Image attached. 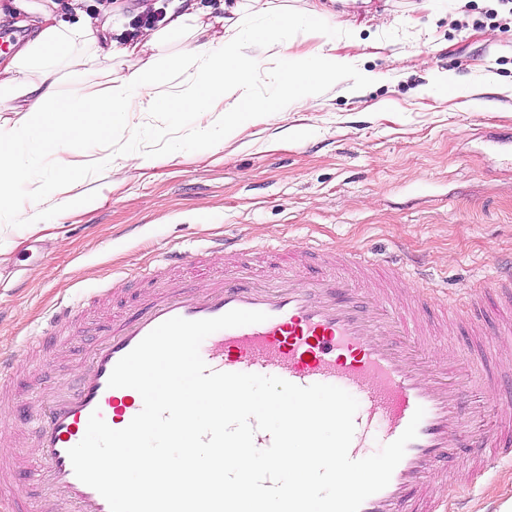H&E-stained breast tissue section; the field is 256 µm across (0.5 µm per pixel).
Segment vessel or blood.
I'll use <instances>...</instances> for the list:
<instances>
[{"label": "vessel or blood", "instance_id": "b4317fda", "mask_svg": "<svg viewBox=\"0 0 512 512\" xmlns=\"http://www.w3.org/2000/svg\"><path fill=\"white\" fill-rule=\"evenodd\" d=\"M322 271L307 276L299 270L273 272L265 283L233 274L209 277L201 286H177L147 296L139 314L110 322L88 354L87 374L73 389L47 395L36 419V456L40 466L24 480L40 485L45 500L62 512H110L106 500L75 475L69 449L84 437L92 412L108 426L125 428L141 411L131 388H112L108 380L116 363L162 322L182 317L202 320L234 309L266 313L264 322L219 330L200 346L210 370L278 376L299 386H338L359 402L352 459L363 458L370 439L396 440L416 408L425 414L386 488L368 497L360 512H442L444 499L435 486L455 460L474 450L480 463L512 458V404L478 405L463 411L466 396L493 391L495 378L471 356L458 358L453 373L423 364L431 350L428 322L414 305L432 304L423 289L390 294L378 283L362 284L337 272L353 265L376 272L379 280L405 277L403 266L383 265L359 250L343 255L322 249ZM467 311L458 320L465 332L489 335L486 304L512 311V272L494 286L476 285L464 298ZM72 306H62L50 319L47 334L69 338ZM6 512H32L18 482L0 485Z\"/></svg>", "mask_w": 512, "mask_h": 512}]
</instances>
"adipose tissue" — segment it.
I'll return each mask as SVG.
<instances>
[{
  "label": "adipose tissue",
  "instance_id": "obj_1",
  "mask_svg": "<svg viewBox=\"0 0 512 512\" xmlns=\"http://www.w3.org/2000/svg\"><path fill=\"white\" fill-rule=\"evenodd\" d=\"M200 33L204 41L179 61L160 55V48L168 43ZM69 54L90 71L100 61L109 62L112 82L105 94L88 95L80 82L67 94L58 92L57 61ZM252 64L244 45L219 15L207 18L196 12L172 13L166 24L143 29L132 42L113 39L90 18L77 25L45 18L37 36L0 66V113L18 115L14 121L0 120V203L21 174L19 143H26L32 153L65 152L79 136L101 132L104 121L126 123L147 112L164 111L166 98L159 88L174 70L200 73L198 88L183 94L179 109L197 115L201 145L216 152L223 149L241 119L267 121L272 113L281 111L283 100L294 97L301 88L309 96H317L326 77L346 69L347 59L333 49H321L316 69L283 76L279 98L270 101L254 98L246 90ZM226 99L234 101V112L216 115L214 101ZM57 179L62 189L53 207L60 217L94 207V200L81 190L70 166L60 164Z\"/></svg>",
  "mask_w": 512,
  "mask_h": 512
}]
</instances>
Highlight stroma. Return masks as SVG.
<instances>
[{
  "label": "stroma",
  "mask_w": 512,
  "mask_h": 512,
  "mask_svg": "<svg viewBox=\"0 0 512 512\" xmlns=\"http://www.w3.org/2000/svg\"><path fill=\"white\" fill-rule=\"evenodd\" d=\"M67 0H30L29 11L0 0V58L33 39V14L65 16ZM331 18L312 17L309 0H275V14L250 18L239 33L257 63L250 90L279 94L281 57L255 45L276 35L283 55L331 41L349 55L346 73L317 97L295 96L275 120L249 124L222 151L202 150L191 117L158 112L136 125H107L83 137L72 161L97 207L27 233L32 185L51 187L54 155H22V178L0 208V236L19 245L0 256V458L35 469L37 398L72 383L110 319L130 318L146 291L140 274L164 252L195 254L191 266L158 269L160 292L201 282L221 269L266 279L299 249L328 244L374 252L426 277L438 302L459 309L465 288L494 284L512 263V143L493 136L512 126V23L485 21L491 0H324ZM290 14L281 28L278 13ZM149 152L157 165L127 167L113 185L99 156ZM235 241L238 255L208 253L211 238ZM75 304L71 343L27 338L59 305ZM445 512H503L512 503V461L494 464L466 504L445 495Z\"/></svg>",
  "instance_id": "1"
}]
</instances>
